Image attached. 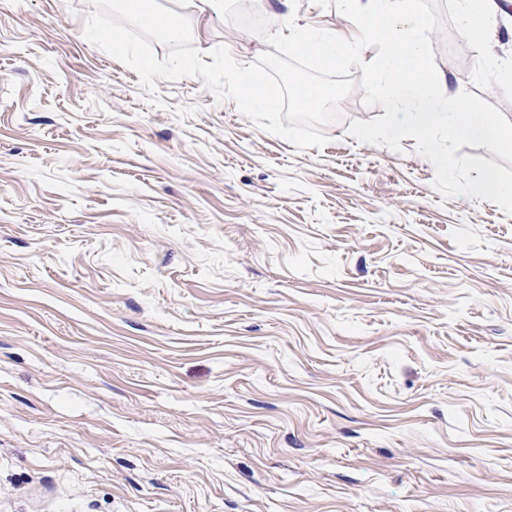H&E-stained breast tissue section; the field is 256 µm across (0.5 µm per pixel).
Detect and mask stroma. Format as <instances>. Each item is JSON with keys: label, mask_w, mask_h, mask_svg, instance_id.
<instances>
[{"label": "stroma", "mask_w": 512, "mask_h": 512, "mask_svg": "<svg viewBox=\"0 0 512 512\" xmlns=\"http://www.w3.org/2000/svg\"><path fill=\"white\" fill-rule=\"evenodd\" d=\"M159 2L201 52L270 49ZM470 5L438 72L512 121V0L485 41ZM92 9L0 0V512H512V216L350 136L362 89L305 150L202 78L146 89Z\"/></svg>", "instance_id": "1"}]
</instances>
